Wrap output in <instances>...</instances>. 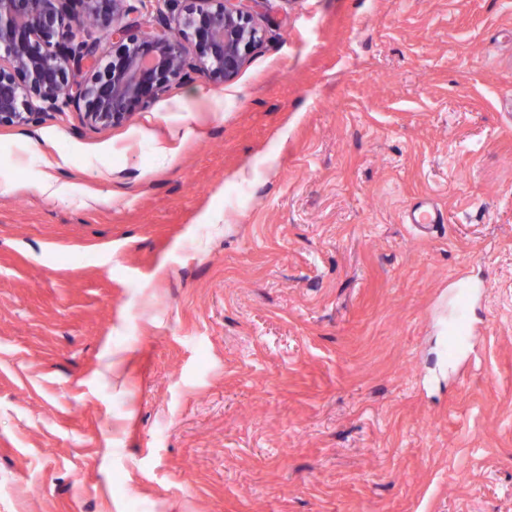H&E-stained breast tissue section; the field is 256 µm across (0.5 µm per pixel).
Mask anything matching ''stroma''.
<instances>
[{
  "instance_id": "obj_1",
  "label": "stroma",
  "mask_w": 512,
  "mask_h": 512,
  "mask_svg": "<svg viewBox=\"0 0 512 512\" xmlns=\"http://www.w3.org/2000/svg\"><path fill=\"white\" fill-rule=\"evenodd\" d=\"M253 22L229 82L0 127V512H512V0ZM428 204L425 202H418L412 205L407 212L408 224H413L418 227H425L431 224H443V214L431 207L427 208Z\"/></svg>"
}]
</instances>
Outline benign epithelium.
I'll return each instance as SVG.
<instances>
[{
    "label": "benign epithelium",
    "instance_id": "benign-epithelium-1",
    "mask_svg": "<svg viewBox=\"0 0 512 512\" xmlns=\"http://www.w3.org/2000/svg\"><path fill=\"white\" fill-rule=\"evenodd\" d=\"M176 14L141 33L125 18L129 0H0V126H24L73 110L92 126L126 121L150 106L187 69L214 83L232 80L259 42L251 10L259 0H161ZM90 22L116 49L105 63L97 44L73 34ZM195 47L187 66L183 41Z\"/></svg>",
    "mask_w": 512,
    "mask_h": 512
}]
</instances>
